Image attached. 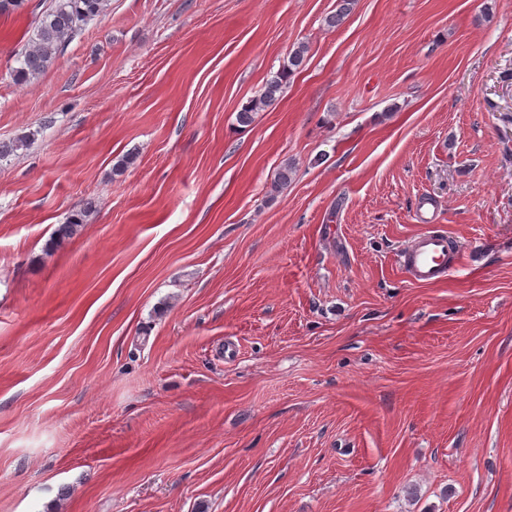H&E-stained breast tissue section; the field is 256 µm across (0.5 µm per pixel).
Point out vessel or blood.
<instances>
[{
  "instance_id": "obj_1",
  "label": "vessel or blood",
  "mask_w": 512,
  "mask_h": 512,
  "mask_svg": "<svg viewBox=\"0 0 512 512\" xmlns=\"http://www.w3.org/2000/svg\"><path fill=\"white\" fill-rule=\"evenodd\" d=\"M459 252L447 233L428 230L409 240L399 254V266L410 282L432 284L445 280Z\"/></svg>"
}]
</instances>
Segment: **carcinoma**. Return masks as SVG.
I'll use <instances>...</instances> for the list:
<instances>
[{
  "label": "carcinoma",
  "instance_id": "cac0c4a2",
  "mask_svg": "<svg viewBox=\"0 0 512 512\" xmlns=\"http://www.w3.org/2000/svg\"><path fill=\"white\" fill-rule=\"evenodd\" d=\"M108 0H54V4L35 17L33 33L26 48L18 55L19 66L13 69L18 80H27L39 75L62 54L65 47L78 35L85 24L100 15ZM307 48L297 47L288 57L287 65L267 79L261 94L238 112L240 125L248 126L254 115L275 102L287 83L288 77L302 66ZM83 229L78 216L58 226L52 245L59 246L79 235Z\"/></svg>",
  "mask_w": 512,
  "mask_h": 512
}]
</instances>
